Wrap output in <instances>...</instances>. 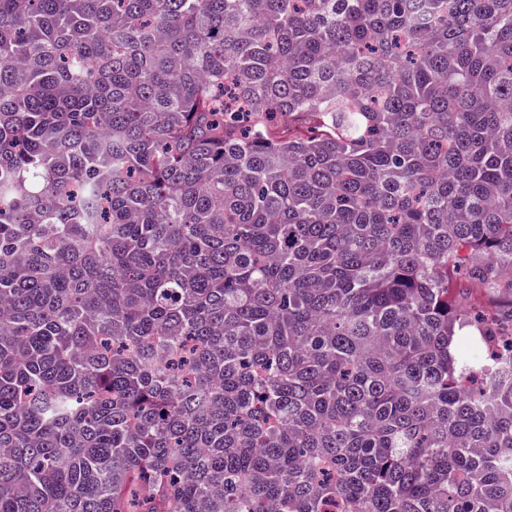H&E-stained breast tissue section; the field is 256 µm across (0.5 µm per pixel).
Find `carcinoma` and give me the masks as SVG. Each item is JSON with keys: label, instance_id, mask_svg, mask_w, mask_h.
Wrapping results in <instances>:
<instances>
[{"label": "carcinoma", "instance_id": "cac0c4a2", "mask_svg": "<svg viewBox=\"0 0 512 512\" xmlns=\"http://www.w3.org/2000/svg\"><path fill=\"white\" fill-rule=\"evenodd\" d=\"M512 512V0H0V512Z\"/></svg>", "mask_w": 512, "mask_h": 512}]
</instances>
